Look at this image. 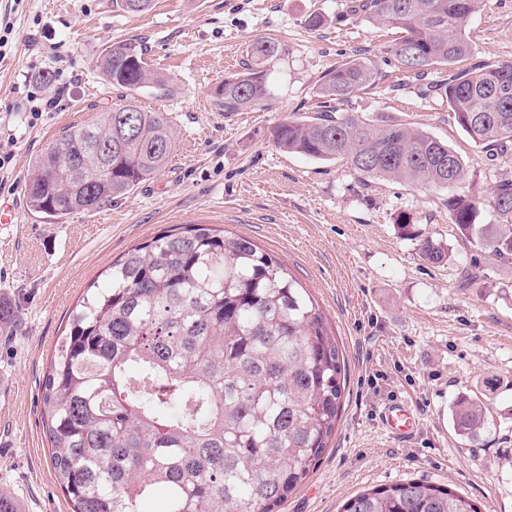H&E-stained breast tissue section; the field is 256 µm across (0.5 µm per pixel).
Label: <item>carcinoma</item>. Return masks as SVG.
Masks as SVG:
<instances>
[{"mask_svg": "<svg viewBox=\"0 0 512 512\" xmlns=\"http://www.w3.org/2000/svg\"><path fill=\"white\" fill-rule=\"evenodd\" d=\"M153 0H112L145 12ZM486 0H346V14L399 30L383 53L424 98L448 103L474 147L512 157V63L472 64L467 36ZM267 41L248 49L243 71L224 77L216 106L240 112L267 98ZM107 82L131 91L100 119L63 131L32 164L29 211L62 223L126 195L157 175L175 151L170 121L142 110L134 93L164 85L137 43L107 46ZM379 69L353 58L327 71L321 109L272 130L279 149L344 162L364 186L461 187L462 157L427 131L341 105L375 86ZM473 246L512 259V179L493 187L497 224L478 223L465 193L445 200ZM418 255L437 264L445 243L399 224ZM345 384L343 352L326 317L288 266L251 238L185 224L136 245L90 283L69 316L44 376L43 428L56 479L72 512H274L314 470L336 428ZM458 434L474 442L486 425L479 398L460 397ZM343 512H480L468 496L427 480L366 490Z\"/></svg>", "mask_w": 512, "mask_h": 512, "instance_id": "cac0c4a2", "label": "carcinoma"}]
</instances>
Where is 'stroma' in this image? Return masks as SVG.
<instances>
[{"label": "stroma", "instance_id": "stroma-1", "mask_svg": "<svg viewBox=\"0 0 512 512\" xmlns=\"http://www.w3.org/2000/svg\"><path fill=\"white\" fill-rule=\"evenodd\" d=\"M345 0H155L126 13L112 0H0V491L20 512H71L55 477L41 418V383L67 318L85 288L130 248L180 224H211L252 238L309 288L345 357L341 413L310 476L275 512H343L374 487L424 479L475 500L481 512H512V259L478 250L448 216L447 192L397 183L363 186L341 163L276 148L279 122L318 108L321 77L349 58L374 61L384 77L355 94L349 111L384 114L448 142L480 200L479 221L512 160L486 159L445 103L418 96L383 52L390 27L346 15ZM325 22L304 25L311 13ZM474 61L512 62V0H488L470 22ZM258 39L275 42L270 94L261 108L225 113L216 87L242 70ZM137 41L170 91L138 94L165 113L176 149L167 166L129 194L56 224L26 207L32 163L64 130L124 103L96 62L109 45ZM50 82H42L44 72ZM448 245L427 263L401 234L399 217ZM483 277L460 287L463 267ZM487 404L488 426L472 444L453 429L462 396ZM396 400L419 415L416 434L391 439L380 414Z\"/></svg>", "mask_w": 512, "mask_h": 512}]
</instances>
